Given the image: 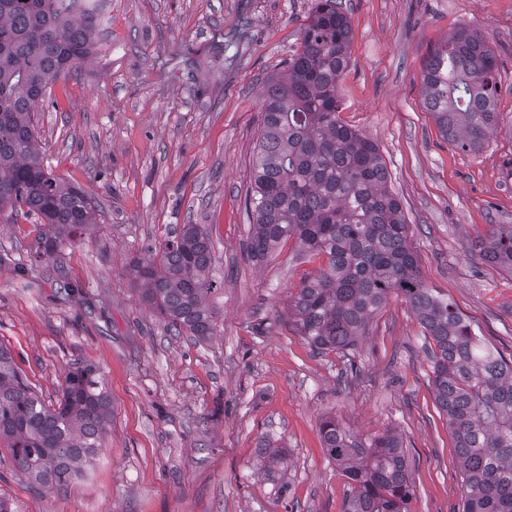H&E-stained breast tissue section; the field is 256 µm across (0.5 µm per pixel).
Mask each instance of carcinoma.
Returning <instances> with one entry per match:
<instances>
[{"label":"carcinoma","instance_id":"1","mask_svg":"<svg viewBox=\"0 0 512 512\" xmlns=\"http://www.w3.org/2000/svg\"><path fill=\"white\" fill-rule=\"evenodd\" d=\"M104 0H0V212L50 226L44 250L93 223L91 197L48 170L34 107L89 56ZM351 24L338 0H316L284 71L266 79L246 210L250 260L262 265L295 239L326 267L288 296V323L318 351L344 357L375 312L396 298L425 330L431 382L448 419L461 474L459 512H512V358L425 286L400 199L378 146L342 122L338 83L348 68ZM499 63L487 37L461 28L429 51L424 105L462 150L482 148L498 125ZM488 264L512 274V224H491L478 242ZM213 244L203 224H184L161 252L131 259L142 299L167 329L200 340L214 333L207 304ZM110 417L99 370L78 365L61 398L45 405L0 345V443L39 486L62 488L93 461ZM322 447L349 480L343 512H410V457L396 434L359 438L336 418Z\"/></svg>","mask_w":512,"mask_h":512}]
</instances>
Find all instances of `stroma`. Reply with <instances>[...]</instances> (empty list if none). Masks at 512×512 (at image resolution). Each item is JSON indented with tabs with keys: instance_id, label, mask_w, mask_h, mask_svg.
<instances>
[{
	"instance_id": "1",
	"label": "stroma",
	"mask_w": 512,
	"mask_h": 512,
	"mask_svg": "<svg viewBox=\"0 0 512 512\" xmlns=\"http://www.w3.org/2000/svg\"><path fill=\"white\" fill-rule=\"evenodd\" d=\"M342 5L352 41L340 117L378 145L425 285L512 355V276L476 248L489 225L512 224V0ZM311 6L111 0L93 54L37 107L45 165L91 195L96 222L39 258L47 225L0 214V344L48 403L71 367L97 365L111 415L103 448L61 489L33 484L0 445V497L14 512H342L348 479L319 435L328 415L360 436L397 431L411 512H456L455 441L405 303L372 317L351 358L321 352L286 316L321 259L290 242L260 269L246 255L261 93ZM462 27L485 34L500 63L499 123L476 152L448 143L421 97L425 56ZM184 224L206 225L214 247L204 342L171 335L128 268ZM350 359L359 373L346 384Z\"/></svg>"
}]
</instances>
